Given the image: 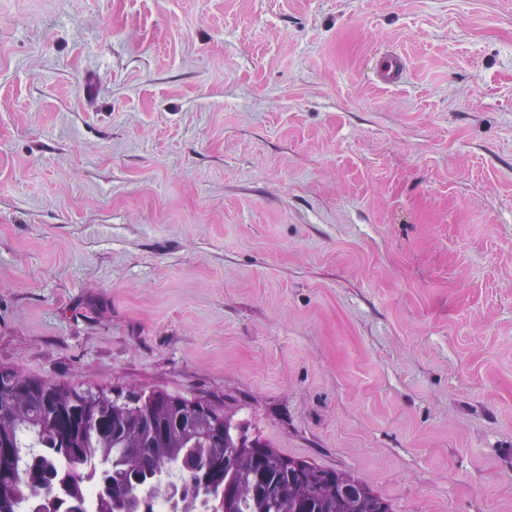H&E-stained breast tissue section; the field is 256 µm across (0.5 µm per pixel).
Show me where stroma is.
<instances>
[{
    "label": "stroma",
    "mask_w": 512,
    "mask_h": 512,
    "mask_svg": "<svg viewBox=\"0 0 512 512\" xmlns=\"http://www.w3.org/2000/svg\"><path fill=\"white\" fill-rule=\"evenodd\" d=\"M0 368L512 512V0H0ZM374 81L378 87L392 88L401 85L406 77L404 57L392 50H381L372 59Z\"/></svg>",
    "instance_id": "35a3bbf8"
}]
</instances>
